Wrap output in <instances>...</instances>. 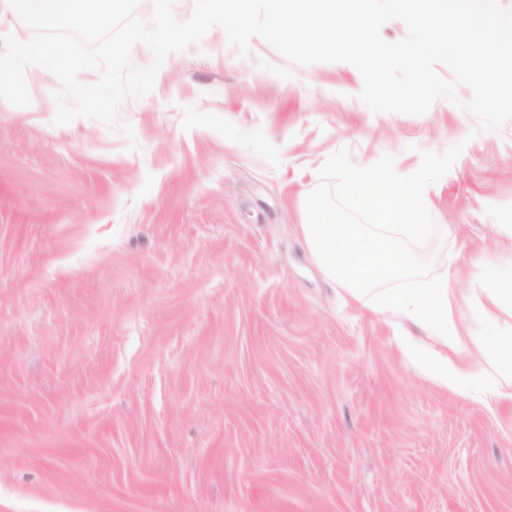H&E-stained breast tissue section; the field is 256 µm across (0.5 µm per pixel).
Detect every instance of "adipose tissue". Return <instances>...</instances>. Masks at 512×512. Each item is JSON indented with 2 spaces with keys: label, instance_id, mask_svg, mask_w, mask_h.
<instances>
[{
  "label": "adipose tissue",
  "instance_id": "ef3b65f1",
  "mask_svg": "<svg viewBox=\"0 0 512 512\" xmlns=\"http://www.w3.org/2000/svg\"><path fill=\"white\" fill-rule=\"evenodd\" d=\"M353 190L376 193L383 205L378 224H336L327 219L303 225L305 241L323 272L353 300L372 296L375 311L396 328L402 356L437 384L464 394H480L488 407L512 403V328L502 329L495 312L512 305V279L493 280L482 297L450 287L451 271L418 278L416 250L430 241L434 227L419 223L430 199L421 181L396 168L367 166L349 170ZM417 277L416 287L401 280ZM393 286L378 292V280ZM477 307L486 328L461 326L456 312ZM418 327L426 334L409 333Z\"/></svg>",
  "mask_w": 512,
  "mask_h": 512
}]
</instances>
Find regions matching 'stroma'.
I'll return each mask as SVG.
<instances>
[{
  "label": "stroma",
  "mask_w": 512,
  "mask_h": 512,
  "mask_svg": "<svg viewBox=\"0 0 512 512\" xmlns=\"http://www.w3.org/2000/svg\"><path fill=\"white\" fill-rule=\"evenodd\" d=\"M26 82L0 99V512H512V405L411 368L301 231L314 200L378 223L348 169L462 141L422 268L512 276V121L375 113L353 65L219 28L121 104L133 150Z\"/></svg>",
  "instance_id": "stroma-1"
}]
</instances>
